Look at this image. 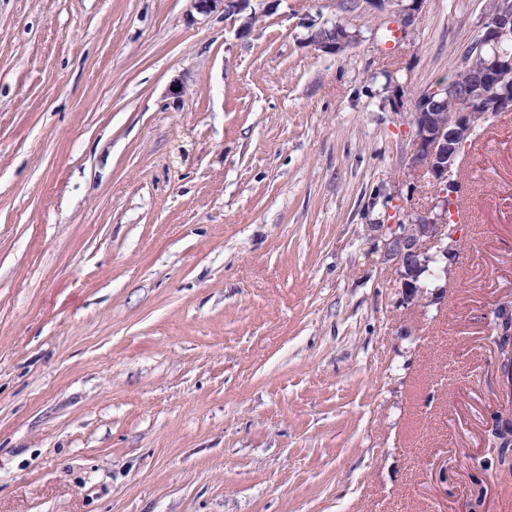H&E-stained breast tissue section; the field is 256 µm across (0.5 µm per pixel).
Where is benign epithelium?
<instances>
[{"label":"benign epithelium","mask_w":512,"mask_h":512,"mask_svg":"<svg viewBox=\"0 0 512 512\" xmlns=\"http://www.w3.org/2000/svg\"><path fill=\"white\" fill-rule=\"evenodd\" d=\"M194 9L204 15L222 12L237 16L251 8L252 0H191ZM484 36L480 42L471 43L464 52L463 67L474 72L470 83L464 87L451 83H437L415 101L414 123L416 134L410 154V168L428 173L433 178L438 195L430 206L415 212L405 222L381 224L384 257L391 260L399 271L401 302L409 304L421 297L420 276L430 262L440 255L448 258V240L454 238L455 225L448 215V202L458 198L460 185L453 179L462 149L472 134L486 119L501 112H512V91L497 90V79L512 71V54L495 53L488 57L484 47L488 44L512 43V0H499L495 12L486 17ZM321 28L311 29L309 44L314 49L335 55L353 43V35L345 28L331 36L320 35ZM446 97L452 108L440 112L437 99ZM512 318V299L499 303L493 310L494 325L487 334L489 349L494 358L497 373H502L503 360L512 362V347L504 349L500 337L504 334L499 314ZM512 420V385L498 384L497 397L488 413L484 426V446L490 455L495 448L489 438L494 419Z\"/></svg>","instance_id":"1"}]
</instances>
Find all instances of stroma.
I'll return each mask as SVG.
<instances>
[{
	"label": "stroma",
	"instance_id": "1",
	"mask_svg": "<svg viewBox=\"0 0 512 512\" xmlns=\"http://www.w3.org/2000/svg\"><path fill=\"white\" fill-rule=\"evenodd\" d=\"M415 4L411 19L402 8ZM0 0V512H461L512 297V112L445 273L413 104L488 0ZM356 37L316 51L311 27ZM193 2L194 9L204 15L221 11L224 16H237L245 13L248 9L251 10L246 17L247 21L243 26L251 24L253 10L251 8L252 0H190ZM231 5V6H229Z\"/></svg>",
	"mask_w": 512,
	"mask_h": 512
}]
</instances>
